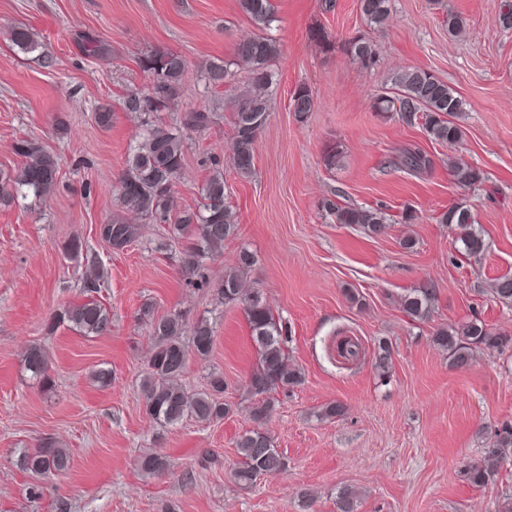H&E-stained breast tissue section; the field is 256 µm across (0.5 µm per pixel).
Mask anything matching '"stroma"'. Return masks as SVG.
I'll list each match as a JSON object with an SVG mask.
<instances>
[{
  "mask_svg": "<svg viewBox=\"0 0 512 512\" xmlns=\"http://www.w3.org/2000/svg\"><path fill=\"white\" fill-rule=\"evenodd\" d=\"M501 4L392 0L389 20L376 26L358 0H273L268 33L279 54L270 112L255 171L242 178L228 161L231 96L200 79L208 61L231 58L256 31L238 0H0V169L19 164L12 145L22 137L59 162L51 196L0 206V512H336L346 486L357 494V512H501L512 495V457L481 487L462 471L480 460L495 426L512 423V352L480 351L456 369L433 341L438 328L475 318L512 333V306L492 293L497 277L512 275V29L500 22ZM449 10L466 22L456 39L443 23ZM16 25L28 28L35 52L13 45ZM315 29L324 42L311 41ZM82 33L108 53L87 54ZM355 35L374 44L372 67L345 54L344 41ZM155 49L190 63L177 109L164 121L197 109L214 115L188 136L174 208L199 207L205 178L220 168L239 225L222 254L206 261L204 288L186 284L180 245L161 247L156 225H144L119 252L99 233L119 211L118 181L140 132L122 100L148 85L139 60ZM408 67L431 71L461 99L458 142L437 144L421 123L376 111L393 74ZM301 84L316 100L302 121L289 107ZM103 104L114 113L107 129L93 118ZM332 143L342 155L329 168L323 150ZM415 147L429 169L396 170L398 151ZM453 160L479 169L481 184L460 186ZM327 200L381 207L385 233L337 223ZM459 203L486 242L476 260L456 251L454 225L438 221ZM408 208L409 223L401 219ZM76 240L83 251L74 259L66 249ZM244 249L254 263L243 283L262 292L283 327L288 361L303 376L274 393L264 425L286 469L250 486L233 473L236 441L253 426L246 384L257 351L243 306L216 296ZM99 270L111 333L50 328L55 314L83 300L87 276ZM424 287L435 288V309L428 319L409 318L401 301ZM147 304L158 317L213 322L210 355L190 357L182 382L193 392L222 376L231 407L224 419L163 427L147 413L141 384L151 340L139 319ZM382 339L392 348L384 376L372 361ZM346 341L359 344V357L341 356ZM33 346L48 355L51 389L25 369ZM101 369L111 370V386L96 381ZM332 403L343 414L323 417ZM44 441L67 448L73 463L33 502L17 456ZM152 450L168 460L154 478L138 468Z\"/></svg>",
  "mask_w": 512,
  "mask_h": 512,
  "instance_id": "35a3bbf8",
  "label": "stroma"
}]
</instances>
